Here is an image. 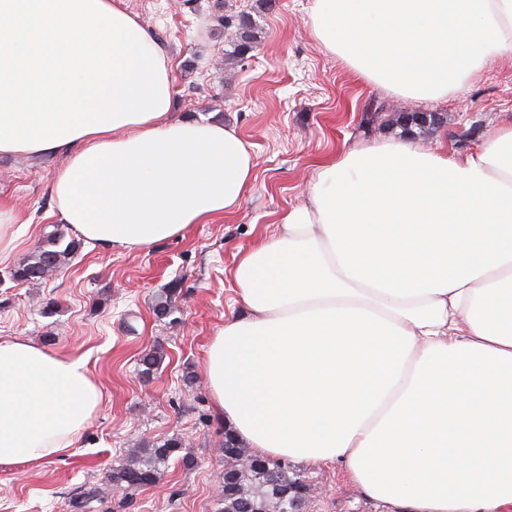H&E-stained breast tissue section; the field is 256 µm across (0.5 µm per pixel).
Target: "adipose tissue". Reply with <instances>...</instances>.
Here are the masks:
<instances>
[{
  "mask_svg": "<svg viewBox=\"0 0 512 512\" xmlns=\"http://www.w3.org/2000/svg\"><path fill=\"white\" fill-rule=\"evenodd\" d=\"M306 23L401 98L512 55V0H311ZM172 70L124 0H0V157L65 156L54 215L83 242L157 245L254 181L234 126L173 117ZM231 278L204 382L239 443L339 463L378 512H512V123L320 164ZM102 401L84 360L0 336V466L68 458Z\"/></svg>",
  "mask_w": 512,
  "mask_h": 512,
  "instance_id": "ef3b65f1",
  "label": "adipose tissue"
}]
</instances>
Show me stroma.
<instances>
[{"label":"stroma","instance_id":"1","mask_svg":"<svg viewBox=\"0 0 512 512\" xmlns=\"http://www.w3.org/2000/svg\"><path fill=\"white\" fill-rule=\"evenodd\" d=\"M129 11L173 60L175 116L236 126L255 155V180L231 216L188 227L150 248L114 253L82 247L45 279L18 284L0 267V336H23L86 360L104 393L80 448L63 461L0 466V512H73L74 487L98 488L94 512H216L226 429L203 380L205 351L224 325L233 296L231 271L242 250L274 230L280 212L307 198L319 164L346 150L400 140L459 153L476 149L512 118V57L491 61L465 91L443 101L398 98L327 53L307 26V0H125ZM252 14L257 38L244 62L227 68L224 15ZM440 112L442 124L406 132L395 113ZM63 157L0 158V203L29 226L15 254L31 256L59 226L51 185ZM181 293L172 297L171 286ZM171 302L174 314L157 317ZM53 313H44L45 303ZM163 352L153 377L140 373L150 348ZM176 438L154 486L133 496L114 490L106 472L128 449ZM309 485L303 512H376L335 464H294Z\"/></svg>","mask_w":512,"mask_h":512}]
</instances>
